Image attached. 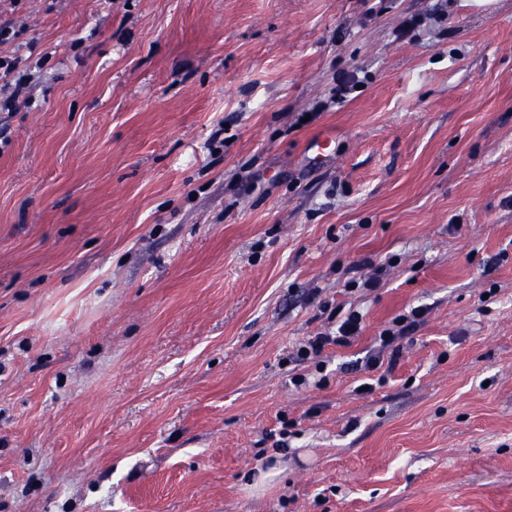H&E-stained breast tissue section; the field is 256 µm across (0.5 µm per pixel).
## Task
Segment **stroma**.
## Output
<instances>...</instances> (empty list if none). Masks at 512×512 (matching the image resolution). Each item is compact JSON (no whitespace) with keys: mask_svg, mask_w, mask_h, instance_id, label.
<instances>
[{"mask_svg":"<svg viewBox=\"0 0 512 512\" xmlns=\"http://www.w3.org/2000/svg\"><path fill=\"white\" fill-rule=\"evenodd\" d=\"M0 13L40 74L0 115V512H512V0ZM425 310L423 308H413L408 315L403 314L394 318L392 321L393 327L384 329L380 336V346L381 349L377 351L374 355H371L366 364L368 369H379L383 364V352L385 349L390 348L387 359V368H394L401 356V348L399 345L393 346V344L397 341L399 337H401L404 333L417 327L420 323V319L424 316ZM363 314L359 311L350 312L337 326L334 332H319L304 342L297 351L301 361L316 360L321 357L329 345L348 346L361 332Z\"/></svg>","mask_w":512,"mask_h":512,"instance_id":"obj_1","label":"stroma"}]
</instances>
